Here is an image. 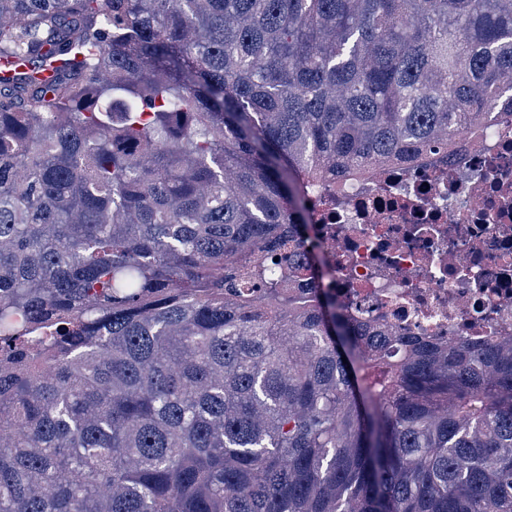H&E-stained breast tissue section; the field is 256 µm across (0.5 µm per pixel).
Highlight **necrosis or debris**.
<instances>
[{"label": "necrosis or debris", "instance_id": "obj_1", "mask_svg": "<svg viewBox=\"0 0 512 512\" xmlns=\"http://www.w3.org/2000/svg\"><path fill=\"white\" fill-rule=\"evenodd\" d=\"M310 200L324 284L355 319L448 344L512 334V128Z\"/></svg>", "mask_w": 512, "mask_h": 512}]
</instances>
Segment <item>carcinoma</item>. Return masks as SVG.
<instances>
[{"mask_svg": "<svg viewBox=\"0 0 512 512\" xmlns=\"http://www.w3.org/2000/svg\"><path fill=\"white\" fill-rule=\"evenodd\" d=\"M512 116V0H0V512H512V335L348 316L308 191Z\"/></svg>", "mask_w": 512, "mask_h": 512, "instance_id": "obj_1", "label": "carcinoma"}]
</instances>
